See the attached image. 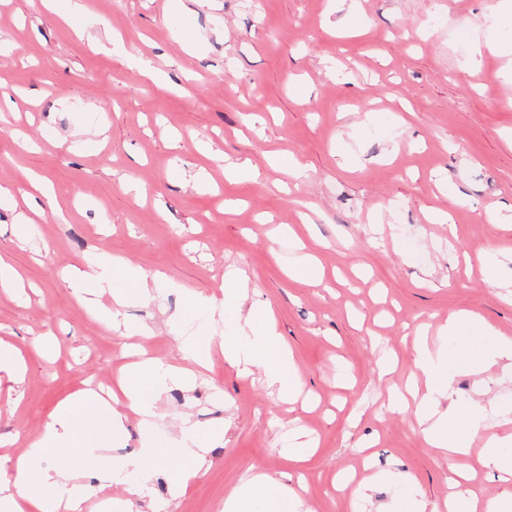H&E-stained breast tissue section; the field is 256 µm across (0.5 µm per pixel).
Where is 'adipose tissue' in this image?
<instances>
[{
    "label": "adipose tissue",
    "instance_id": "1",
    "mask_svg": "<svg viewBox=\"0 0 512 512\" xmlns=\"http://www.w3.org/2000/svg\"><path fill=\"white\" fill-rule=\"evenodd\" d=\"M64 277L80 301L110 322L131 300L151 299L162 291L161 276H147L125 259L106 252L92 255L83 267L65 271ZM104 293L111 295V307L100 305L98 298ZM184 309L197 319L199 332L183 339V354L197 363H205L204 334L214 326L216 306L209 299L189 294L184 299ZM464 320L477 327L482 337L493 340L494 364L502 373L512 374V336L499 334L476 316L453 314L441 328L438 342H430L424 333L414 341V359L426 379L425 387L413 382L405 390L392 393L391 398L395 405L414 406L425 443L447 456L451 473H459L458 461L469 452L462 440L467 434L483 437L486 468L511 477L512 436L487 433L483 423L484 411L503 417L506 409L497 402L486 407L461 406L451 400L455 369L446 344L456 341L457 327ZM222 351L225 360L241 372L263 370L268 385L276 388L280 399L288 400L299 394L298 370L268 314H248L243 325L225 334ZM195 379L192 370L144 358L128 365L107 394L86 391L61 401L52 421L29 441L11 470L0 472V512H82L87 495L95 486L123 484L131 492H142L153 477L159 450L145 449L119 465L109 454L112 438L124 432L132 415L142 427H154L159 417L157 402L166 383L188 388ZM179 434L182 456L193 461V471L202 472L210 448L221 442V435L201 427L188 416L182 418ZM64 448L77 452L73 468L63 469L55 463ZM190 472L173 467V486L184 487ZM270 483V478L263 474L247 479L226 500L224 512H254L259 503L264 504L265 512H308L299 494L291 490L271 492Z\"/></svg>",
    "mask_w": 512,
    "mask_h": 512
}]
</instances>
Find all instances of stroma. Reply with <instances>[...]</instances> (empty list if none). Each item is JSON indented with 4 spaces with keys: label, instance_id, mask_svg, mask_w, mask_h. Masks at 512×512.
I'll return each instance as SVG.
<instances>
[{
    "label": "stroma",
    "instance_id": "1",
    "mask_svg": "<svg viewBox=\"0 0 512 512\" xmlns=\"http://www.w3.org/2000/svg\"><path fill=\"white\" fill-rule=\"evenodd\" d=\"M497 8L512 0H0V186L29 194L0 205V256L22 278L0 288V340L27 367L17 391L0 374V459L84 381L116 375L124 348L183 365L179 337L197 329L183 293L223 300L236 269L247 296L230 314L272 311L300 395L282 402L263 372L240 376L211 349L193 389H164L153 429L132 418L112 442L117 459L162 449L148 495L115 485L83 512L128 498L138 512H224L242 481L284 472L302 477L310 512H351L366 483V512L413 496L438 512L448 462L413 408L388 403L416 370L420 325L434 340L464 311L512 336V23L488 22ZM243 160L257 180L225 177ZM493 240L509 256L490 272L476 257ZM101 251L171 283L124 309L148 335L125 339L67 288L63 271ZM303 253L320 285L288 278ZM48 332L49 358L35 346ZM489 351L452 352L458 404L512 399ZM188 412L224 441L178 490L170 440ZM297 425L318 442L302 457L283 450Z\"/></svg>",
    "mask_w": 512,
    "mask_h": 512
}]
</instances>
